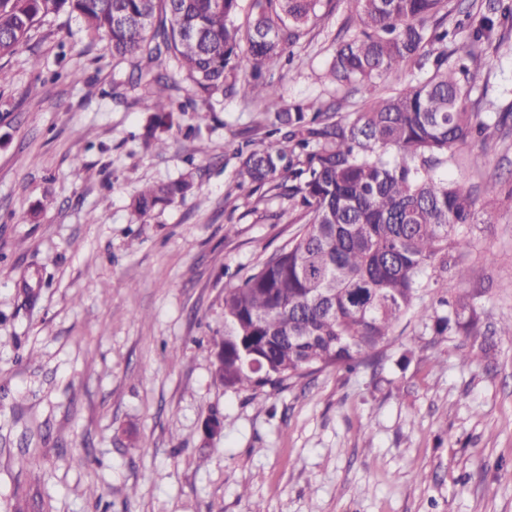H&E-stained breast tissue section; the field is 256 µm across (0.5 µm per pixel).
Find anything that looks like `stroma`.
<instances>
[{
  "label": "stroma",
  "instance_id": "stroma-1",
  "mask_svg": "<svg viewBox=\"0 0 512 512\" xmlns=\"http://www.w3.org/2000/svg\"><path fill=\"white\" fill-rule=\"evenodd\" d=\"M350 10L333 0L266 73L286 102L357 112L387 91L323 78ZM150 79L65 14L0 58V512H512L511 343L464 367L470 339L404 320L382 370L325 369L259 402L225 387L224 293L302 218L234 178L254 103L184 113L159 151ZM511 105L512 38L485 48L471 109ZM188 173L193 195L133 213L143 186ZM448 176L512 190V130L463 146ZM470 231L423 301L468 293L485 329L512 319V204Z\"/></svg>",
  "mask_w": 512,
  "mask_h": 512
}]
</instances>
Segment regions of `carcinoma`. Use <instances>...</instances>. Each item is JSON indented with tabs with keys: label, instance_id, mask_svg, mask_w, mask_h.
Masks as SVG:
<instances>
[{
	"label": "carcinoma",
	"instance_id": "obj_1",
	"mask_svg": "<svg viewBox=\"0 0 512 512\" xmlns=\"http://www.w3.org/2000/svg\"><path fill=\"white\" fill-rule=\"evenodd\" d=\"M323 0H0V56L15 54L50 15L67 13L103 34L112 57H136L154 72L144 100L148 139L163 150L185 111L165 94L171 61L208 111L224 95L263 104L265 136L238 148V185L288 197L305 218L296 236L224 294V384L262 398L328 368L379 366L399 321L462 335L486 354L512 344V320L491 336L465 318V296L442 299L446 313L416 306L424 275L448 268V252L467 244L479 196L444 170L473 135L498 137L507 114L472 112L470 64L512 22L504 0H485L477 25L458 45L449 0H348L347 28L325 78L343 87L394 82L360 112L341 103H285L261 80L317 17ZM192 175L142 188L133 201L147 216L186 199Z\"/></svg>",
	"mask_w": 512,
	"mask_h": 512
}]
</instances>
